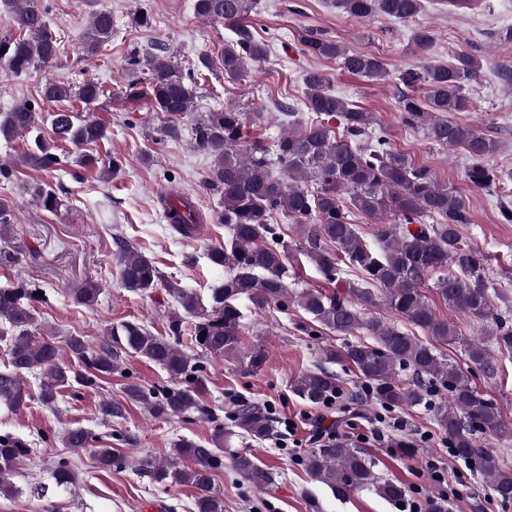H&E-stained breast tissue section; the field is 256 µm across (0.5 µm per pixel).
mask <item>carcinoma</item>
<instances>
[{
  "instance_id": "carcinoma-1",
  "label": "carcinoma",
  "mask_w": 512,
  "mask_h": 512,
  "mask_svg": "<svg viewBox=\"0 0 512 512\" xmlns=\"http://www.w3.org/2000/svg\"><path fill=\"white\" fill-rule=\"evenodd\" d=\"M257 0H194L196 15L207 21H222L233 28L237 38L224 45L218 61L224 80L235 82L269 54V45L256 40L243 24L256 9ZM336 7L358 21L376 13L406 22L421 13V0H336ZM17 33L0 38V70L19 74L48 67L58 61L60 37L51 30L44 13L32 0L14 7ZM112 38V13L92 14L83 41L85 53L98 54ZM302 51L310 56L340 61L342 70L369 79L387 75L377 56L350 53L339 43L314 30L301 36ZM434 42L430 27L421 24L413 31L412 49L420 56V66L403 74L408 85H421L422 95L399 98L401 124L423 131L431 142L446 148H460L471 162L467 179L484 189L499 179L489 158L496 153L494 140L467 124L448 118L450 112H467L471 106L469 85L482 69V56L458 55L449 64L429 60ZM128 63L146 78L128 84L124 99L139 111L181 116L191 111L194 75L184 73L164 51L130 53ZM328 78L318 70L304 74V111L311 119L303 122L290 105L280 106L288 128L272 142L250 139L246 132L247 113L237 105H227L195 119L190 127L193 147L212 159L204 175L205 187L219 196L216 221L224 225V245L209 250V261L224 268V284L210 290L207 297L165 278L155 262L128 244L114 254L121 282L134 293L150 294L165 288L176 300L167 335H158L137 321H122L107 330L96 348L80 336L59 345L51 336L38 338V311L34 303L45 300L39 289L20 283L0 288V344L5 347L8 365L0 371V404L13 410L39 399L54 404L57 394L74 385L88 387L117 370L126 357L144 358L163 369L177 383L173 388L148 391L130 382L124 401L106 400L99 405L105 418L124 416L125 403L147 408L154 418H180L203 413L201 393L205 388V367L199 358L180 348L184 320H192L191 338L205 356L233 359L244 374L261 372L267 362L260 345L243 347L241 301L264 309L273 304L284 309L292 303L302 309L310 322L333 332L365 338L341 347L323 350V363L294 379L291 388L311 405H324L346 397L360 410L370 401L387 408L429 404L433 394L446 395L437 410V422L448 434L454 454L478 464L489 488L504 504L512 502V469L504 467L493 449L478 443L477 435L489 439L512 438L496 404L472 385L470 375L480 372L492 379L499 370L498 357H512V311L495 306L498 296L484 275L482 257L461 237L471 223L467 199L455 188L437 180L432 170L415 164L405 154L392 149L387 131L372 127L370 114L350 106L327 88ZM53 102L78 101L86 106L106 97L103 86L91 79L77 84L50 81L42 90ZM339 121L342 133L330 125ZM52 140L40 134V116L33 104L22 102L0 113V136L12 140L36 133L25 142L24 163L32 168L54 170L61 163L54 145H99L108 140L106 121L92 119L76 106L50 114ZM37 205L55 212L61 199L52 186L36 192ZM166 221L184 237H190L202 214L193 201L179 203L161 199ZM359 213L378 224L376 244L363 243L349 214ZM281 214L302 227L303 240L296 250L305 254L334 289L328 293L288 289L290 245L278 224L270 219ZM364 272L362 283L344 276L343 260ZM442 272L433 284L434 293L448 309L463 312L481 324L475 338L463 337L455 325L437 314L423 287L432 272ZM383 290V301L392 317L367 316L359 302L371 303L372 287ZM83 305L97 301L100 288L86 283L71 289ZM421 329L429 337L421 341L400 329L393 319ZM458 346L464 352L468 371L450 362L438 345ZM73 357L78 367L67 363ZM330 364H347L362 386L341 391ZM37 372L38 395H33L26 374ZM411 375V382L402 376ZM232 427L217 429L205 442L179 438L172 443L171 460L155 464L141 462L143 473L172 484L190 485L198 490L195 512H224V496L216 491L212 473L223 465L224 449L230 447L240 429L254 441H264L271 433L269 412L246 400H238L230 414ZM91 436L81 427H69L63 442L71 449L90 446ZM30 452L28 443L14 435H0V495L15 493L8 473ZM107 467L128 465L125 457L110 448L96 449ZM235 471L260 490L275 485L271 472L256 465L242 453L232 456ZM310 479L326 486L338 500L364 490L399 504L407 497L406 486L384 479L374 472V462L360 448L336 441L322 443L305 459ZM56 487L69 489L76 481L74 463L59 457L51 474Z\"/></svg>"
}]
</instances>
